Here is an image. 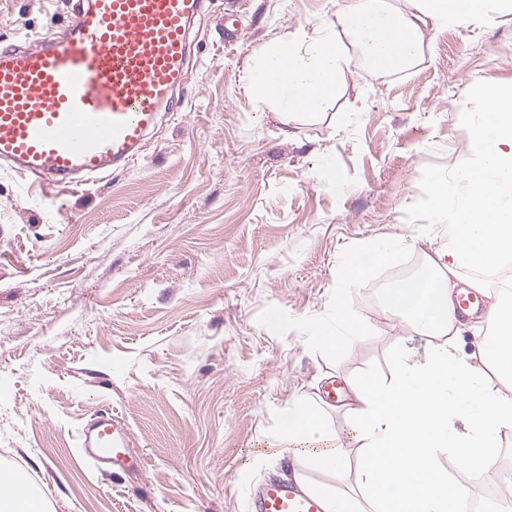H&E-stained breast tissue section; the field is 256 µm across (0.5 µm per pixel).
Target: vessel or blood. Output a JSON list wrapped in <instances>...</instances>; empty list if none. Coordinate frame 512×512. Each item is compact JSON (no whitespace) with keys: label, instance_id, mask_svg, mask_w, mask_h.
Here are the masks:
<instances>
[{"label":"vessel or blood","instance_id":"1","mask_svg":"<svg viewBox=\"0 0 512 512\" xmlns=\"http://www.w3.org/2000/svg\"><path fill=\"white\" fill-rule=\"evenodd\" d=\"M206 0H75L66 32L0 48V160L72 190L138 157L182 89L190 24ZM124 423L106 411L80 435L100 470H137ZM248 512H325L297 483L272 478Z\"/></svg>","mask_w":512,"mask_h":512}]
</instances>
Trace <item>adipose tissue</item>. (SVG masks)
Returning <instances> with one entry per match:
<instances>
[{
  "mask_svg": "<svg viewBox=\"0 0 512 512\" xmlns=\"http://www.w3.org/2000/svg\"><path fill=\"white\" fill-rule=\"evenodd\" d=\"M346 0L313 34L276 40L250 77L253 94L292 117L319 113L335 99L350 49L373 72L413 67L426 27L444 28L485 16L489 0ZM486 108L474 137L482 162L463 165L466 191L448 197V182L429 174L436 223L448 240L415 276L381 292L385 307L429 339V353L410 362L405 346L392 352L389 378L357 383L345 405L360 442L359 497L325 495V512H456L465 485L441 464L452 454L468 477L495 466L504 431L512 430V293L498 294L490 330L478 352L463 353L456 338L458 272L512 260V86L483 89ZM400 243L378 241L348 258L340 287L355 286L373 265L396 255ZM290 438L319 442L330 430L319 408L301 399L283 417ZM0 512H48L28 486L0 472Z\"/></svg>",
  "mask_w": 512,
  "mask_h": 512,
  "instance_id": "1",
  "label": "adipose tissue"
}]
</instances>
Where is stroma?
<instances>
[{
  "label": "stroma",
  "instance_id": "obj_1",
  "mask_svg": "<svg viewBox=\"0 0 512 512\" xmlns=\"http://www.w3.org/2000/svg\"><path fill=\"white\" fill-rule=\"evenodd\" d=\"M331 13L330 0H207L181 104L135 164L66 192L0 163V466L53 512H246L270 477L356 491L353 423L323 391L387 374L395 346L428 353L375 287L446 241L427 175L459 193L457 168L480 162L472 118L481 86H512V9L491 0L485 18L426 31L406 71L352 60L323 112L282 124L249 72ZM236 15L245 31L228 46ZM72 18V0H0V46L39 44ZM386 237L397 259L341 289L344 260ZM340 305L365 333L332 350L315 332ZM303 398L347 452L339 474L293 465L281 423ZM104 409L142 472L81 459Z\"/></svg>",
  "mask_w": 512,
  "mask_h": 512
}]
</instances>
